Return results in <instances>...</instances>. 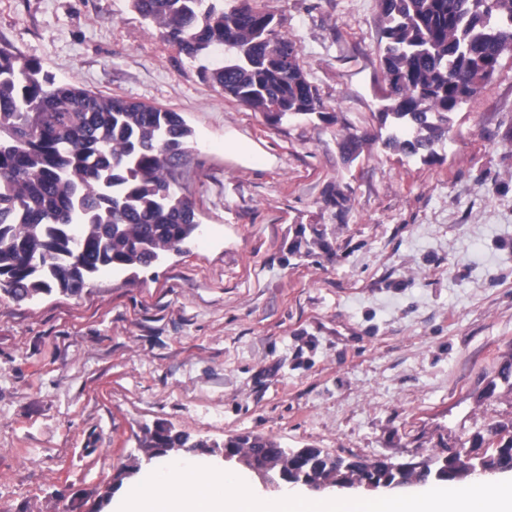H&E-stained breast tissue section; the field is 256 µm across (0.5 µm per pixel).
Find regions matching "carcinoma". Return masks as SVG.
<instances>
[{"instance_id": "1", "label": "carcinoma", "mask_w": 512, "mask_h": 512, "mask_svg": "<svg viewBox=\"0 0 512 512\" xmlns=\"http://www.w3.org/2000/svg\"><path fill=\"white\" fill-rule=\"evenodd\" d=\"M160 37L201 62L200 75L272 123L319 113L322 104L299 63V50L273 29V14L249 0H130ZM381 65L390 104L385 145L407 156H434L456 103L490 82L512 54V0H378ZM194 133L175 111L103 96L58 81L35 57L0 43V292L14 300L58 289L79 294L102 269L151 267L198 238L192 201L176 170ZM487 465L512 472V424L490 425ZM158 426L141 448L150 458L176 448H206ZM223 447L278 473L300 471L325 483L380 482L383 461L337 464L318 448L294 455L258 436ZM448 482L466 478L461 447L446 457Z\"/></svg>"}]
</instances>
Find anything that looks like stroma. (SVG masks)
Listing matches in <instances>:
<instances>
[{
  "label": "stroma",
  "mask_w": 512,
  "mask_h": 512,
  "mask_svg": "<svg viewBox=\"0 0 512 512\" xmlns=\"http://www.w3.org/2000/svg\"><path fill=\"white\" fill-rule=\"evenodd\" d=\"M252 4L322 116L269 122L129 0H0V43L56 79L183 115L204 228L77 296L0 294V512H96L158 425L417 463L512 422V55L426 161L384 144L377 0Z\"/></svg>",
  "instance_id": "stroma-1"
}]
</instances>
